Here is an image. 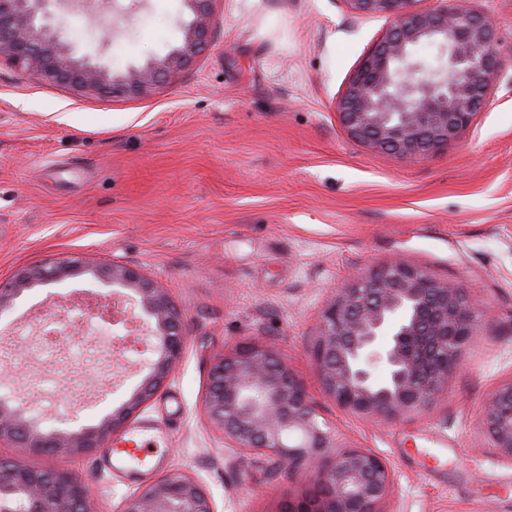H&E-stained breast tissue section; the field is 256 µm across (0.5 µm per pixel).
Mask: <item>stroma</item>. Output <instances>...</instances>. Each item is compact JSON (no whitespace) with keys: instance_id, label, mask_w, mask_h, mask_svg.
Returning <instances> with one entry per match:
<instances>
[{"instance_id":"obj_1","label":"stroma","mask_w":512,"mask_h":512,"mask_svg":"<svg viewBox=\"0 0 512 512\" xmlns=\"http://www.w3.org/2000/svg\"><path fill=\"white\" fill-rule=\"evenodd\" d=\"M471 5L496 27L498 80L462 136L425 158L369 150L342 129L335 101L388 27L345 0H215L206 49L144 97L78 96L0 56V278L114 260L167 291L186 336L136 417L170 434L160 471L127 479L102 449L13 456L75 473L95 512L173 472L203 482L218 512H275L304 484L257 467L203 410L211 360L255 340L303 379L340 443L389 462L386 512H512V463L482 424L486 397L512 379V0ZM190 18L184 0H89L58 35L122 71L178 46ZM394 258L468 288L477 332L427 410L366 418L324 392L309 347L335 289ZM116 295L86 275L25 291L0 315V386L37 400L50 423L73 411L92 425L119 406L143 377L137 358L81 338L53 357L33 345L39 323L79 320L86 299Z\"/></svg>"}]
</instances>
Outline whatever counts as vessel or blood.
<instances>
[{
  "instance_id": "b4317fda",
  "label": "vessel or blood",
  "mask_w": 512,
  "mask_h": 512,
  "mask_svg": "<svg viewBox=\"0 0 512 512\" xmlns=\"http://www.w3.org/2000/svg\"><path fill=\"white\" fill-rule=\"evenodd\" d=\"M168 436L167 429L161 426L129 427L108 451L113 468L127 474L152 468L161 462L160 449Z\"/></svg>"
}]
</instances>
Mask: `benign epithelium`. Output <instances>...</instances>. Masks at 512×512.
<instances>
[{
    "mask_svg": "<svg viewBox=\"0 0 512 512\" xmlns=\"http://www.w3.org/2000/svg\"><path fill=\"white\" fill-rule=\"evenodd\" d=\"M49 0H0V52L20 72L81 94L139 96L188 68L208 44L214 0H184L192 18L165 57L117 73L77 58L45 22ZM349 8L390 20L336 101L348 135L366 147L426 156L456 140L490 101L500 51L491 19L446 0L439 9L419 0H345ZM432 45L439 63L414 59ZM82 272L77 260L17 271L0 284V315L25 291ZM137 296L146 374L118 407L92 426L77 416L50 427L35 407L0 394V447L44 457L89 455L114 435L168 381L186 347L184 319L168 294L138 269L118 262L88 270ZM476 305L466 288L443 283L400 261L356 276L325 307L310 347L324 391L351 413L393 418L426 410L444 391L475 335ZM383 367L388 378L378 381ZM204 411L224 440L261 465L306 481L308 489L274 512H384L394 486L387 461L368 448L341 446L303 381L271 347L246 342L215 358ZM483 425L499 458L512 462V380L488 397ZM26 500L32 512H95L85 484L72 472L0 457V498ZM121 512H217L195 477L168 474L127 496Z\"/></svg>",
    "mask_w": 512,
    "mask_h": 512,
    "instance_id": "1",
    "label": "benign epithelium"
}]
</instances>
